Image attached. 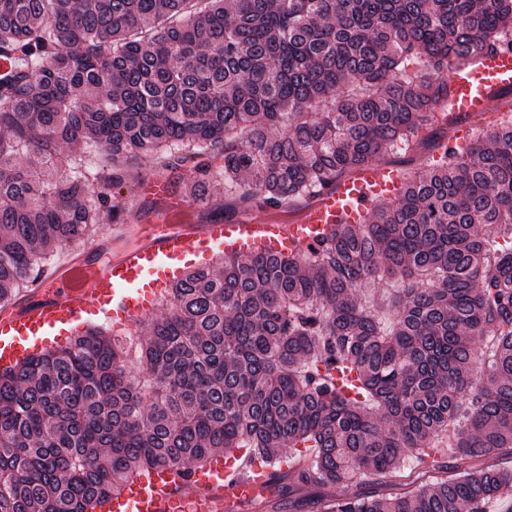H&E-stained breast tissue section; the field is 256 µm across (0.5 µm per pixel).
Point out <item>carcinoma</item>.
<instances>
[{"mask_svg":"<svg viewBox=\"0 0 512 512\" xmlns=\"http://www.w3.org/2000/svg\"><path fill=\"white\" fill-rule=\"evenodd\" d=\"M187 2L0 0V303L123 218L112 188L144 158L200 204H290L452 124L448 66L512 49V0ZM77 143L109 170L93 188L59 154ZM438 148L309 254L189 270L142 346L148 384L99 327L0 371V512H91L242 448L298 462L250 499L264 512L332 485L351 491L322 512H489L512 492V118Z\"/></svg>","mask_w":512,"mask_h":512,"instance_id":"cac0c4a2","label":"carcinoma"}]
</instances>
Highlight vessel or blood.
Returning <instances> with one entry per match:
<instances>
[{
    "mask_svg": "<svg viewBox=\"0 0 512 512\" xmlns=\"http://www.w3.org/2000/svg\"><path fill=\"white\" fill-rule=\"evenodd\" d=\"M452 95L449 110L459 116L488 114L494 95L512 86V52H484L475 65L449 69ZM403 175L392 168L370 166L355 177L324 190L313 207L290 224L254 221L247 216L218 218L200 226L184 224L194 206L164 179L143 180L127 205L129 218L108 243L121 249L105 255L98 241L80 247L79 258L60 268L39 270L29 281L23 306H0V367L14 365L38 351L49 337L64 336L89 316L103 314L129 325L152 314L161 292L182 275L187 265L215 251H307L319 247L337 218L358 223L369 206L398 195ZM155 201L156 210L139 238H132L131 220L140 199ZM273 471L253 460L248 468L217 459L185 474L178 468L150 472L124 488L106 505L108 512H183L179 489L217 488L225 500L250 499L255 488L270 482Z\"/></svg>",
    "mask_w": 512,
    "mask_h": 512,
    "instance_id": "b4317fda",
    "label": "vessel or blood"
}]
</instances>
